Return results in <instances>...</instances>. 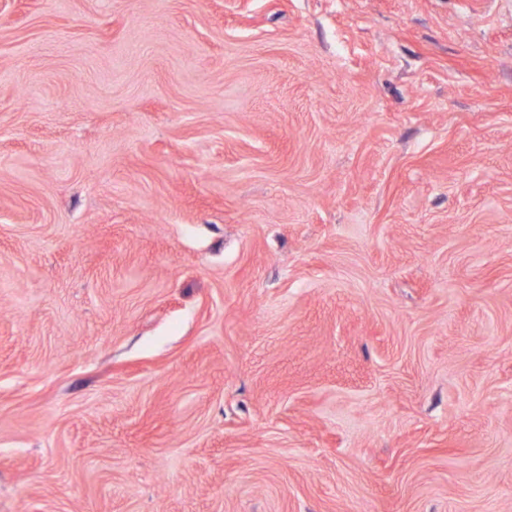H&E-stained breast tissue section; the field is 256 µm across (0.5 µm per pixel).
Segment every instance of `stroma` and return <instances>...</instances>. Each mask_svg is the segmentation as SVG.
I'll return each mask as SVG.
<instances>
[{
  "mask_svg": "<svg viewBox=\"0 0 512 512\" xmlns=\"http://www.w3.org/2000/svg\"><path fill=\"white\" fill-rule=\"evenodd\" d=\"M0 512H512V0H0Z\"/></svg>",
  "mask_w": 512,
  "mask_h": 512,
  "instance_id": "1",
  "label": "stroma"
}]
</instances>
